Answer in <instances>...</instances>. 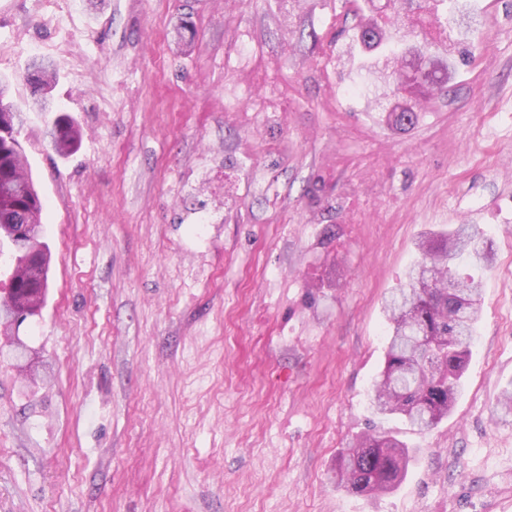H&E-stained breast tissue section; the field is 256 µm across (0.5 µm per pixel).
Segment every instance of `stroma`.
Listing matches in <instances>:
<instances>
[{
  "label": "stroma",
  "mask_w": 512,
  "mask_h": 512,
  "mask_svg": "<svg viewBox=\"0 0 512 512\" xmlns=\"http://www.w3.org/2000/svg\"><path fill=\"white\" fill-rule=\"evenodd\" d=\"M466 2L481 34L399 130L364 0H0L50 254L18 329L46 376L0 361V512H512V0ZM457 224L494 262L463 389L419 433L372 408L383 303ZM373 431L416 448L405 479L338 489ZM47 135L51 136L54 150L61 156L70 154L77 143L78 131L74 123L64 115L57 116Z\"/></svg>",
  "instance_id": "35a3bbf8"
}]
</instances>
